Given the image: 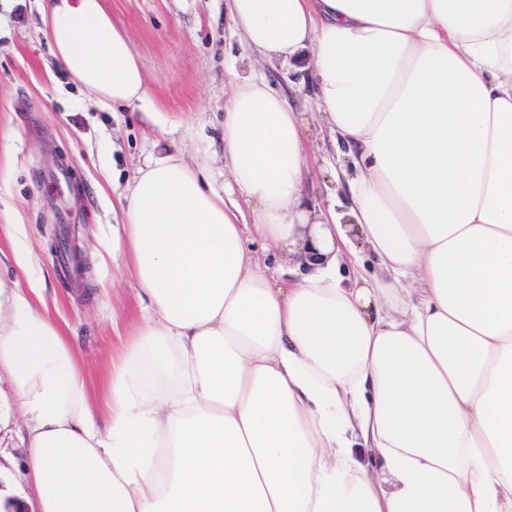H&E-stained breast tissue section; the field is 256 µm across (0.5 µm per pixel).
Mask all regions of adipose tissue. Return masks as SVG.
<instances>
[{"mask_svg": "<svg viewBox=\"0 0 512 512\" xmlns=\"http://www.w3.org/2000/svg\"><path fill=\"white\" fill-rule=\"evenodd\" d=\"M260 59L311 49L358 156L352 221L304 203L302 120L224 102L223 192L168 156L119 199L145 310L92 406L39 284L0 324L39 512H512V0H229ZM104 109L146 95L102 0H44ZM305 265L273 277L249 243ZM366 248L378 273L344 277Z\"/></svg>", "mask_w": 512, "mask_h": 512, "instance_id": "adipose-tissue-1", "label": "adipose tissue"}]
</instances>
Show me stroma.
<instances>
[{
	"label": "stroma",
	"instance_id": "35a3bbf8",
	"mask_svg": "<svg viewBox=\"0 0 512 512\" xmlns=\"http://www.w3.org/2000/svg\"><path fill=\"white\" fill-rule=\"evenodd\" d=\"M225 0H104L131 39L147 98L134 107L104 110L65 74L40 34V0H0V316L12 293L43 283L48 311L77 351L91 401L101 404L112 355L141 316L135 282L112 255L121 227L117 196L139 167L177 155L208 169L223 191L224 100L229 71L265 76L305 118L309 158L306 186L315 207L332 209L342 223L355 159L317 112L311 54L262 62L235 34ZM69 168L78 182L73 219L63 224L50 201V178ZM71 227L88 270L72 282L52 243ZM30 249L38 266L21 271L14 247ZM27 420L17 408L9 376L0 377V488L34 498L25 473Z\"/></svg>",
	"mask_w": 512,
	"mask_h": 512
}]
</instances>
